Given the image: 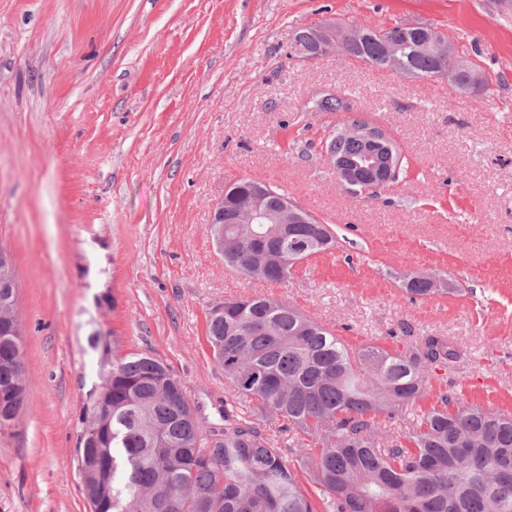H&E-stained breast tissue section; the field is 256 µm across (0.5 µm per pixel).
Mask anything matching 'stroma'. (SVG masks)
<instances>
[{
	"instance_id": "obj_1",
	"label": "stroma",
	"mask_w": 512,
	"mask_h": 512,
	"mask_svg": "<svg viewBox=\"0 0 512 512\" xmlns=\"http://www.w3.org/2000/svg\"><path fill=\"white\" fill-rule=\"evenodd\" d=\"M321 23L434 27L489 89L408 78L332 54L289 58ZM382 126L399 180L349 192L323 152L343 113ZM277 188L339 244L288 282L225 267L210 232L225 185ZM0 249L12 258L26 395L0 432V512H89L79 417L99 381L88 343L168 364L198 416L228 391L206 337L227 298H279L351 347L445 336L456 362L391 423L409 431L443 393L512 415V0H0ZM407 271L451 293L410 299Z\"/></svg>"
}]
</instances>
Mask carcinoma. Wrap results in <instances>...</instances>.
<instances>
[{
  "mask_svg": "<svg viewBox=\"0 0 512 512\" xmlns=\"http://www.w3.org/2000/svg\"><path fill=\"white\" fill-rule=\"evenodd\" d=\"M329 26L294 31L312 59ZM343 55L376 69L395 70L393 58L415 78L436 77L439 32L346 27ZM462 94L487 91L481 72L463 61L446 73ZM338 155H356L363 143L338 136ZM248 180L224 189V264L250 280L282 284L291 274L280 239L265 242L260 224H234ZM288 196L268 186L264 206L280 210ZM305 254L333 250L327 224H296L287 239ZM402 288L411 298L448 293V280L411 273ZM16 289L0 297V429L12 422L25 381L13 353L20 336L9 332ZM214 361L254 414L218 409L220 422L198 417L180 380L149 354L123 353L106 336L89 338L98 354L100 382L86 393L80 419L87 458L83 494L98 512H316L286 464L282 445L310 452L302 463L323 498L325 512H512V416L467 406L445 393L407 433L387 423L424 392L429 371L457 359L444 336L404 341L389 351L351 348L330 329L287 302L269 296L226 299L206 324Z\"/></svg>",
  "mask_w": 512,
  "mask_h": 512,
  "instance_id": "obj_1",
  "label": "carcinoma"
}]
</instances>
